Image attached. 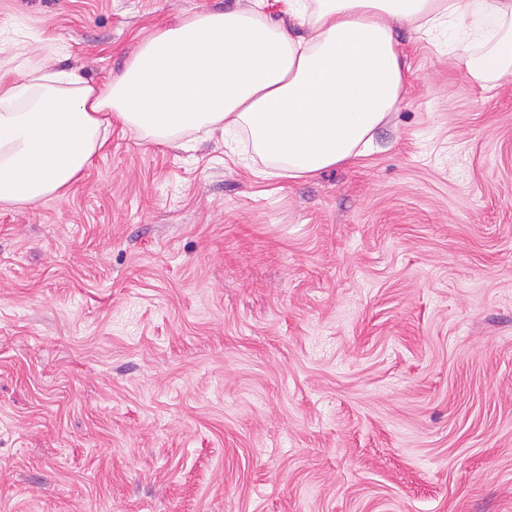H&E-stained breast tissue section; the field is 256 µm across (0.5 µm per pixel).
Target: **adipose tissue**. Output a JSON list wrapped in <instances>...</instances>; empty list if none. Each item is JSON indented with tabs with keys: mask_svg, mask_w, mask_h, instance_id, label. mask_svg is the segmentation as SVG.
Listing matches in <instances>:
<instances>
[{
	"mask_svg": "<svg viewBox=\"0 0 512 512\" xmlns=\"http://www.w3.org/2000/svg\"><path fill=\"white\" fill-rule=\"evenodd\" d=\"M280 2L278 19L252 0L158 29L100 86L38 66L0 86V208L65 198L116 122L168 146L239 131L290 179L353 163L407 92L403 27L459 35V64L475 83L512 74V0Z\"/></svg>",
	"mask_w": 512,
	"mask_h": 512,
	"instance_id": "adipose-tissue-1",
	"label": "adipose tissue"
}]
</instances>
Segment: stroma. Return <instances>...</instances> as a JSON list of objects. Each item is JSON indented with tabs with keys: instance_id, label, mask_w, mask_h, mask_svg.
Wrapping results in <instances>:
<instances>
[{
	"instance_id": "obj_1",
	"label": "stroma",
	"mask_w": 512,
	"mask_h": 512,
	"mask_svg": "<svg viewBox=\"0 0 512 512\" xmlns=\"http://www.w3.org/2000/svg\"><path fill=\"white\" fill-rule=\"evenodd\" d=\"M250 0H0V81L104 83ZM372 152L107 146L0 209V512H512V76L399 29Z\"/></svg>"
}]
</instances>
